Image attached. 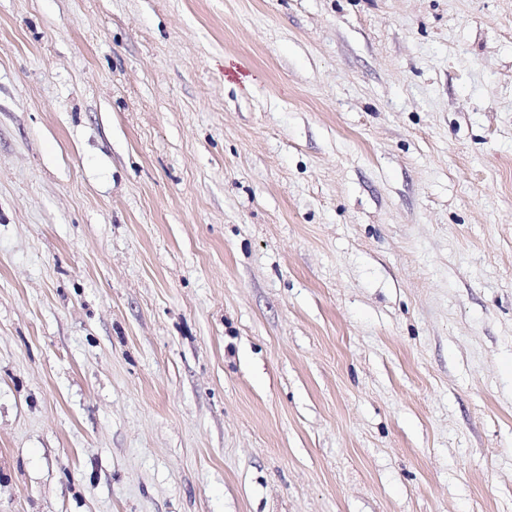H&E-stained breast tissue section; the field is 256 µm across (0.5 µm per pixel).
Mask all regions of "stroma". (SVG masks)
<instances>
[{"instance_id":"stroma-1","label":"stroma","mask_w":512,"mask_h":512,"mask_svg":"<svg viewBox=\"0 0 512 512\" xmlns=\"http://www.w3.org/2000/svg\"><path fill=\"white\" fill-rule=\"evenodd\" d=\"M0 512H512V0H0Z\"/></svg>"}]
</instances>
